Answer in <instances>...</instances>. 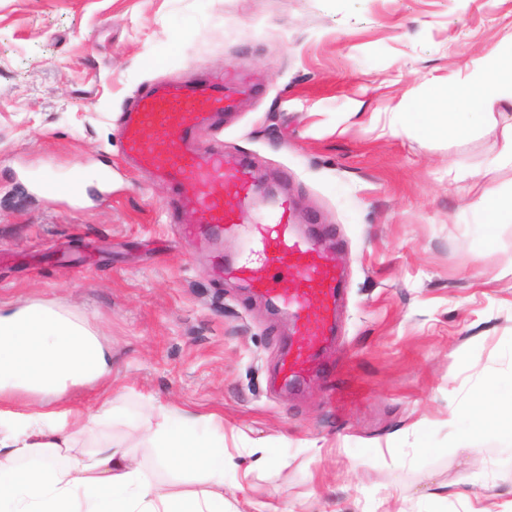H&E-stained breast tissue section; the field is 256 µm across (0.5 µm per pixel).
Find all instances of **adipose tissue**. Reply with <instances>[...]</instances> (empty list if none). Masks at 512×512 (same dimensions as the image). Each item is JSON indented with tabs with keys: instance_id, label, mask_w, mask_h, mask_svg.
I'll return each mask as SVG.
<instances>
[{
	"instance_id": "1",
	"label": "adipose tissue",
	"mask_w": 512,
	"mask_h": 512,
	"mask_svg": "<svg viewBox=\"0 0 512 512\" xmlns=\"http://www.w3.org/2000/svg\"><path fill=\"white\" fill-rule=\"evenodd\" d=\"M449 96L417 112L459 130L464 109L512 104V54L487 59ZM112 347L80 316L47 304L0 305V512H228L224 437L203 439V418L158 406L157 421L132 418L171 482L152 477L134 449L107 441L75 449L78 435L112 422L111 398L86 412L71 400L112 379ZM477 410L493 412L489 434L512 437V374L489 380Z\"/></svg>"
}]
</instances>
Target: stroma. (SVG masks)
<instances>
[{
  "mask_svg": "<svg viewBox=\"0 0 512 512\" xmlns=\"http://www.w3.org/2000/svg\"><path fill=\"white\" fill-rule=\"evenodd\" d=\"M510 50L512 0H0V304L83 317L129 412L223 422L237 512H512V441L473 417L512 372V223L478 205L512 196V107L406 126ZM228 70L249 92L200 140L278 179L344 272L337 337L295 393L290 311L212 273L243 240L180 241L194 216L124 158L138 91Z\"/></svg>",
  "mask_w": 512,
  "mask_h": 512,
  "instance_id": "35a3bbf8",
  "label": "stroma"
}]
</instances>
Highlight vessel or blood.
Wrapping results in <instances>:
<instances>
[{
  "mask_svg": "<svg viewBox=\"0 0 512 512\" xmlns=\"http://www.w3.org/2000/svg\"><path fill=\"white\" fill-rule=\"evenodd\" d=\"M225 83L195 89L158 85L142 92L124 115L127 155L174 184L183 204L198 210L200 223L184 227L247 233V254L231 270L259 293L284 302L296 316L297 330L283 360V377L294 383L318 369V358L333 331L342 275L312 240L299 235L286 203H275L260 223L243 225L241 203L259 177L247 165L230 167L222 147L198 141V131L231 100Z\"/></svg>",
  "mask_w": 512,
  "mask_h": 512,
  "instance_id": "vessel-or-blood-1",
  "label": "vessel or blood"
}]
</instances>
